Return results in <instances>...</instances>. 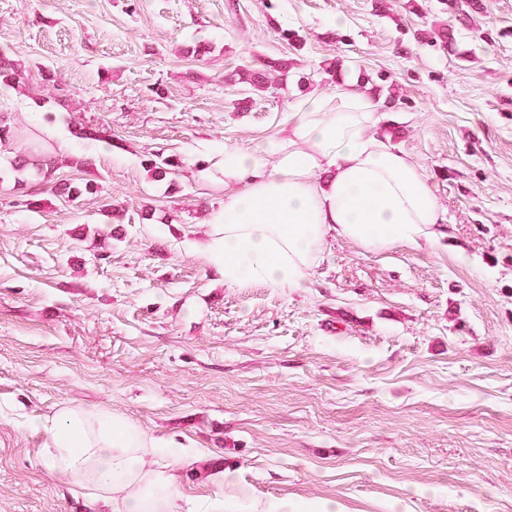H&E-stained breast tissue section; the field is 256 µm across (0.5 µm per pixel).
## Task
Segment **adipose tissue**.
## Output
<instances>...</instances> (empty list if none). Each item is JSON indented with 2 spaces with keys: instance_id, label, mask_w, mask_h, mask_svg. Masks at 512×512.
Here are the masks:
<instances>
[{
  "instance_id": "obj_1",
  "label": "adipose tissue",
  "mask_w": 512,
  "mask_h": 512,
  "mask_svg": "<svg viewBox=\"0 0 512 512\" xmlns=\"http://www.w3.org/2000/svg\"><path fill=\"white\" fill-rule=\"evenodd\" d=\"M378 110L351 78L334 94L303 98L284 134L260 147L203 149L193 176L223 187L224 203L194 249L225 285L308 287L331 232L371 251L442 238L439 200L422 168L387 144ZM25 426L46 433L51 472L111 499L115 512H175L178 477L154 461L185 455L175 441L157 443L94 407L65 406Z\"/></svg>"
}]
</instances>
